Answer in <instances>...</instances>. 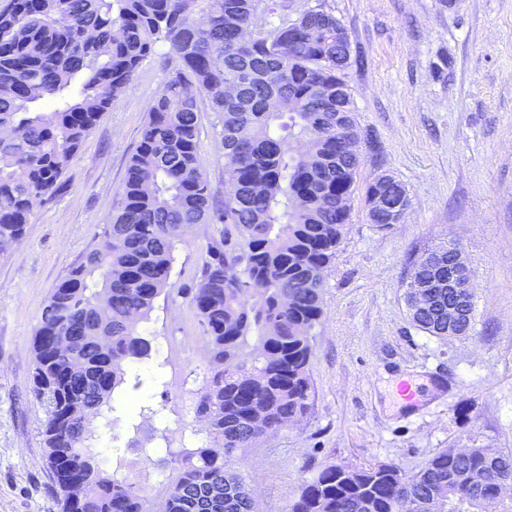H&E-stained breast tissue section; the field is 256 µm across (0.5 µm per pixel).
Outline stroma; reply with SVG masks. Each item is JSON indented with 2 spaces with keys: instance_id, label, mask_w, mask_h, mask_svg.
<instances>
[{
  "instance_id": "obj_1",
  "label": "stroma",
  "mask_w": 512,
  "mask_h": 512,
  "mask_svg": "<svg viewBox=\"0 0 512 512\" xmlns=\"http://www.w3.org/2000/svg\"><path fill=\"white\" fill-rule=\"evenodd\" d=\"M289 18L310 9L345 28L361 162L351 214L322 285L310 332V408L258 438L230 467L257 512H289L321 466L388 463L412 474L437 453L478 446L512 454V0H276ZM173 68L158 52L104 112L70 161L62 186L38 204L20 242L0 255V512H60L45 468L47 406L33 395L31 339L49 293L91 247L117 205L151 100ZM199 163L224 200L215 113L200 114ZM391 173L410 207L401 223L369 221L365 192ZM197 224L177 241L170 285L142 329L154 338L145 378L127 390L139 437L179 454L214 441L195 414L210 375L190 304L201 257L221 240ZM455 241L474 272L470 335L439 338L410 321L412 262ZM410 378L419 405L396 385ZM122 474L156 505L174 465L124 457Z\"/></svg>"
}]
</instances>
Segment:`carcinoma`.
Returning a JSON list of instances; mask_svg holds the SVG:
<instances>
[{
  "label": "carcinoma",
  "mask_w": 512,
  "mask_h": 512,
  "mask_svg": "<svg viewBox=\"0 0 512 512\" xmlns=\"http://www.w3.org/2000/svg\"><path fill=\"white\" fill-rule=\"evenodd\" d=\"M263 0H10L0 10V253L22 237L36 202L52 197L100 115L164 46L175 57L151 101L97 244L51 292L32 338L34 393L46 401L45 460L61 512H151L143 491L118 473L125 449L115 427L134 430L122 385L142 383L134 364L152 356L140 330L170 286V224H222L190 304L202 326L212 376L196 414L217 448L178 455L163 512H253L228 468L233 454L309 407L310 337L322 314L323 273L350 217L359 167L348 35L311 9L293 22L256 25ZM56 102L52 110L36 102ZM216 113L224 151V205L211 201L198 160L201 103ZM302 144L301 153L290 142ZM455 245L413 267L435 281L428 306L405 296L411 322L448 336V263ZM112 336L109 347L96 337ZM67 336L70 349L53 347ZM91 408L95 424L84 425ZM89 473L90 493L72 500L68 479ZM512 455L476 448L434 455L408 475L392 464H328L289 512H498L499 479Z\"/></svg>",
  "instance_id": "carcinoma-1"
}]
</instances>
